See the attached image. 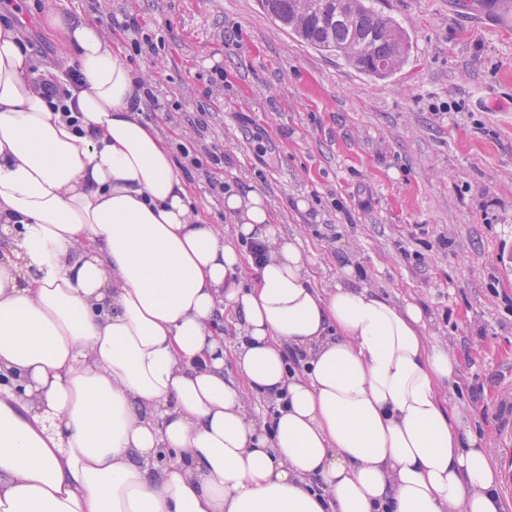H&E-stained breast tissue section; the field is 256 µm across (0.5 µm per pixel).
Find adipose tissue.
I'll return each mask as SVG.
<instances>
[{"instance_id": "obj_1", "label": "adipose tissue", "mask_w": 512, "mask_h": 512, "mask_svg": "<svg viewBox=\"0 0 512 512\" xmlns=\"http://www.w3.org/2000/svg\"><path fill=\"white\" fill-rule=\"evenodd\" d=\"M44 25L82 125L0 24V512H503L423 309L348 266L318 286L253 189L224 196L231 234L196 215L143 75L67 0ZM41 84L43 96L50 108L55 112L61 110L65 118L69 119L74 126L79 127L78 116L80 113L77 111L72 92L66 86L61 84L52 74L49 77L44 75L41 78ZM68 101L72 103L73 110L68 105ZM72 114H76L78 116H72Z\"/></svg>"}]
</instances>
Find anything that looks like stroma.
I'll return each mask as SVG.
<instances>
[{
	"label": "stroma",
	"mask_w": 512,
	"mask_h": 512,
	"mask_svg": "<svg viewBox=\"0 0 512 512\" xmlns=\"http://www.w3.org/2000/svg\"><path fill=\"white\" fill-rule=\"evenodd\" d=\"M24 0L15 22L34 72L59 67L60 36ZM88 20L136 15L157 46L133 56L165 111L172 148H219L193 171L194 207L226 226L207 181L258 189L298 237L319 286L343 265L392 302L417 300L456 355L452 401L501 464L497 422L512 394V7L501 0H377L410 37L388 78L310 47L258 0H68Z\"/></svg>",
	"instance_id": "35a3bbf8"
}]
</instances>
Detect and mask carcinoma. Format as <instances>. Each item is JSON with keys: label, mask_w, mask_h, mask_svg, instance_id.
<instances>
[{"label": "carcinoma", "mask_w": 512, "mask_h": 512, "mask_svg": "<svg viewBox=\"0 0 512 512\" xmlns=\"http://www.w3.org/2000/svg\"><path fill=\"white\" fill-rule=\"evenodd\" d=\"M373 0H262L265 12L303 43L343 56L357 70L387 77L408 49L406 32Z\"/></svg>", "instance_id": "1"}]
</instances>
